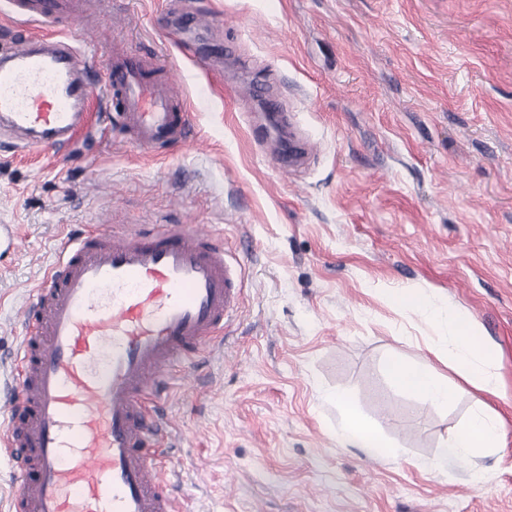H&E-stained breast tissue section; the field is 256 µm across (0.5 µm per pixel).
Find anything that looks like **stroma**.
Here are the masks:
<instances>
[{"mask_svg":"<svg viewBox=\"0 0 512 512\" xmlns=\"http://www.w3.org/2000/svg\"><path fill=\"white\" fill-rule=\"evenodd\" d=\"M114 48L175 69L189 145L154 152L97 129L15 152L0 130V382L33 290L68 235L108 224H203L246 288L223 349L169 388V466L187 512H512V0H103ZM278 102L311 149L281 169L256 146ZM390 288L472 321L498 354L468 383L426 313ZM458 385L448 406L393 383L390 360ZM346 396L397 453L343 445ZM499 448L430 469L477 404ZM387 300L393 305L410 309H429V301L421 293L411 292L406 288H391Z\"/></svg>","mask_w":512,"mask_h":512,"instance_id":"1","label":"stroma"}]
</instances>
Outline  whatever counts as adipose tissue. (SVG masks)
I'll return each instance as SVG.
<instances>
[{"mask_svg":"<svg viewBox=\"0 0 512 512\" xmlns=\"http://www.w3.org/2000/svg\"><path fill=\"white\" fill-rule=\"evenodd\" d=\"M436 321L447 332L448 356L456 368L466 373L474 385L487 382L489 371L497 363L496 351L479 342L474 326L466 317L451 312L437 315ZM387 371L399 387L432 404L445 406L456 398V387L435 375L427 366L394 360L389 363ZM336 402L345 414L343 438L347 444L364 448L369 454L379 457L394 455V447L382 442L348 406L344 397H337ZM502 431L503 423L498 417L489 415L484 407H477L468 425L440 448L434 467H441L450 459L459 463L477 452L498 447Z\"/></svg>","mask_w":512,"mask_h":512,"instance_id":"obj_1","label":"adipose tissue"}]
</instances>
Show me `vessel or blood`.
<instances>
[{
	"label": "vessel or blood",
	"mask_w": 512,
	"mask_h": 512,
	"mask_svg": "<svg viewBox=\"0 0 512 512\" xmlns=\"http://www.w3.org/2000/svg\"><path fill=\"white\" fill-rule=\"evenodd\" d=\"M0 14L25 25L0 46V129L21 150L67 147L95 119L149 152L188 142L173 71L117 50L95 83L93 44L31 30L62 16L83 28L73 0H0ZM243 288L201 224L68 238L24 313L23 371L0 427L20 464L12 512H179L156 462L172 424L149 405L171 366L223 341Z\"/></svg>",
	"instance_id": "obj_1"
}]
</instances>
